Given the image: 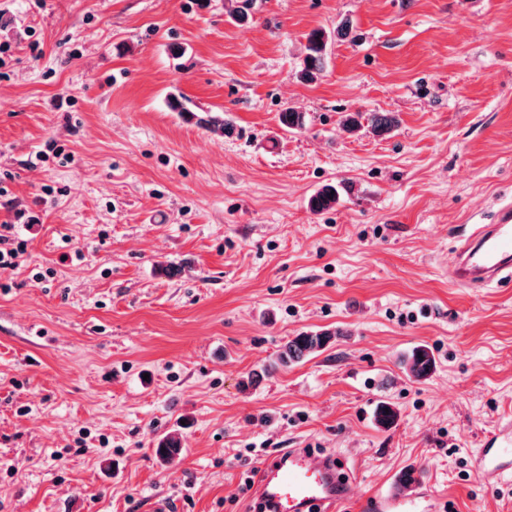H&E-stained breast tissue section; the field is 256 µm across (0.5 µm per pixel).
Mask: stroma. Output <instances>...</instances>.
I'll use <instances>...</instances> for the list:
<instances>
[{"instance_id": "35a3bbf8", "label": "stroma", "mask_w": 512, "mask_h": 512, "mask_svg": "<svg viewBox=\"0 0 512 512\" xmlns=\"http://www.w3.org/2000/svg\"><path fill=\"white\" fill-rule=\"evenodd\" d=\"M230 7L0 0V225L26 244L0 273V512H253L242 480L290 448L336 456L357 488L336 512L410 468L413 512H512V478L471 469L512 419V283L448 281L458 236L512 201V0ZM352 112L398 125L352 132ZM53 141L72 162L38 160ZM327 184L336 206L312 212ZM309 330L338 337L241 390ZM419 345L421 380L402 365ZM325 35L319 30H313L308 37L309 55L305 61V67L302 71L303 78L313 80L316 71H319L323 62V52L326 47ZM181 112H184L190 119H196V124L209 132L221 135L231 132V126L224 121V114L213 112H200L198 114L185 108H182ZM361 119L366 120L371 130L378 135L392 132L397 125L396 118L393 115L383 112H371L366 118L362 113L355 112L353 115L346 117L345 123L347 127L357 129L362 125ZM404 364L408 367L410 373L418 379L430 376L435 368L431 351L423 345L413 349L405 359Z\"/></svg>"}]
</instances>
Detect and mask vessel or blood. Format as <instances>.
Returning a JSON list of instances; mask_svg holds the SVG:
<instances>
[{
    "label": "vessel or blood",
    "instance_id": "1",
    "mask_svg": "<svg viewBox=\"0 0 512 512\" xmlns=\"http://www.w3.org/2000/svg\"><path fill=\"white\" fill-rule=\"evenodd\" d=\"M448 276L469 288L512 280V202L500 209L496 223L473 226L449 261ZM474 463L487 486L512 476V421L483 438ZM351 493L333 457L315 458L305 448L268 456L260 467L257 497L270 512H334Z\"/></svg>",
    "mask_w": 512,
    "mask_h": 512
}]
</instances>
